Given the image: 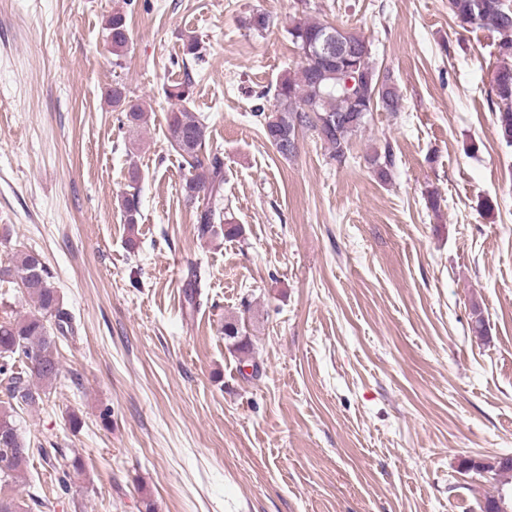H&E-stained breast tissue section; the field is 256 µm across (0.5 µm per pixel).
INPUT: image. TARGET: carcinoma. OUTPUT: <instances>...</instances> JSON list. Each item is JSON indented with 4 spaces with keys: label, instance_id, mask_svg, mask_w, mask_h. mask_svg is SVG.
<instances>
[{
    "label": "carcinoma",
    "instance_id": "1",
    "mask_svg": "<svg viewBox=\"0 0 512 512\" xmlns=\"http://www.w3.org/2000/svg\"><path fill=\"white\" fill-rule=\"evenodd\" d=\"M449 7L458 22L475 26L500 35L497 43L499 65L494 71L492 92L496 98L499 141L512 147V6L506 0H449ZM106 37L116 57L123 56L128 45L126 15L116 10L105 24ZM333 30L309 18L292 21L288 35L298 50L310 44H320ZM348 48L341 54H321L301 58L297 70L280 79L276 86V105L267 112L255 108L263 133L277 152L288 158L295 151L288 148V138L295 132L310 130L327 146L330 158L340 164L346 162L351 139L368 123L371 112L382 109L395 112L400 107V94L396 84H390L384 96L376 92L380 70L372 59V51L359 56V47L365 38L356 31H344ZM358 67L355 79L356 97L345 98L346 81L350 70ZM191 80L169 85L163 89L165 98L177 107L167 116V140L188 166L183 184L186 203L195 212L199 235L226 236L240 234L239 225L226 216L220 206L224 189V161L216 153H207V126L196 113L184 106L190 96ZM107 105L114 112L125 114L128 127L137 129L146 123L147 113L140 100L129 95L126 87L115 84L106 93ZM368 162L376 167L380 178L387 179L394 165L390 145L375 150ZM124 223L134 229L140 215L138 173L131 171L130 184L119 200ZM16 273L22 295L32 303L33 312L13 321L0 322V374L8 376L9 398L16 406L0 409V455L11 450L12 462L7 471L0 470V483L7 484L23 474L30 461V448L21 435L16 422L18 410L39 406L43 396L60 374L58 335L72 326L70 313L52 276L39 254L23 252L16 256L13 266L0 268V277ZM245 325L239 320L224 323V335L232 348L240 353L250 351L251 343L244 333ZM20 362L24 372L8 373L9 361ZM494 480L506 492H512V457L507 465L495 473Z\"/></svg>",
    "mask_w": 512,
    "mask_h": 512
}]
</instances>
